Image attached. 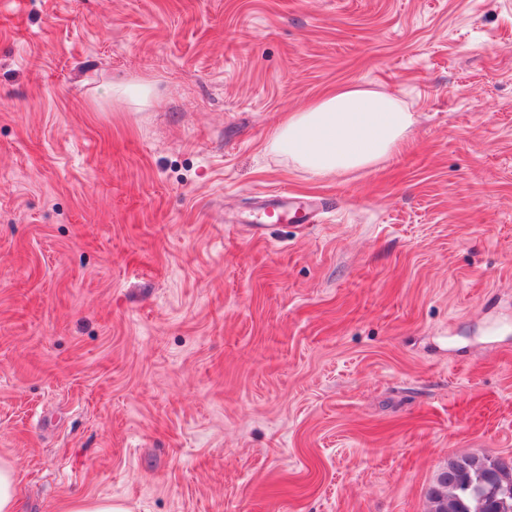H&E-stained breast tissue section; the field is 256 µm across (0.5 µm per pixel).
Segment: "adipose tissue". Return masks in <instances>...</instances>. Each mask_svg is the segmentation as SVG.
<instances>
[{
	"instance_id": "1",
	"label": "adipose tissue",
	"mask_w": 512,
	"mask_h": 512,
	"mask_svg": "<svg viewBox=\"0 0 512 512\" xmlns=\"http://www.w3.org/2000/svg\"><path fill=\"white\" fill-rule=\"evenodd\" d=\"M413 124L409 106L397 96L351 84L287 113L268 148L324 176L390 157L404 146Z\"/></svg>"
}]
</instances>
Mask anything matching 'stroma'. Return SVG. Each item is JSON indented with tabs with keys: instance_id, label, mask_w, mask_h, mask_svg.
Returning <instances> with one entry per match:
<instances>
[{
	"instance_id": "stroma-1",
	"label": "stroma",
	"mask_w": 512,
	"mask_h": 512,
	"mask_svg": "<svg viewBox=\"0 0 512 512\" xmlns=\"http://www.w3.org/2000/svg\"><path fill=\"white\" fill-rule=\"evenodd\" d=\"M346 84L400 152L268 151ZM280 189L326 208L253 233ZM463 455L512 458V0H0L22 512H428ZM70 512H126L121 504L113 503L112 498L78 499Z\"/></svg>"
}]
</instances>
